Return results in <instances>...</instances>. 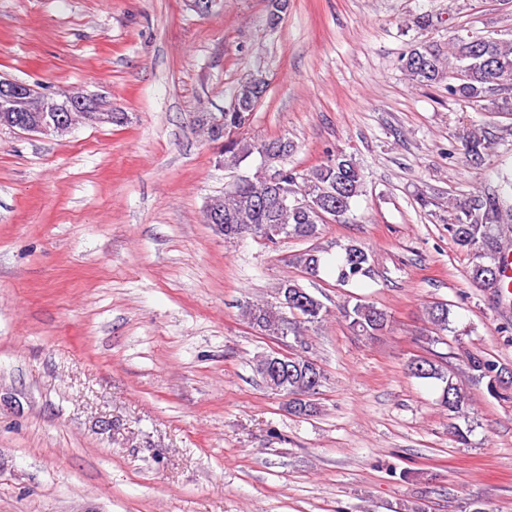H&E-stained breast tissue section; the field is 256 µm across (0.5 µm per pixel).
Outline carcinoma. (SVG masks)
Returning a JSON list of instances; mask_svg holds the SVG:
<instances>
[{
    "mask_svg": "<svg viewBox=\"0 0 512 512\" xmlns=\"http://www.w3.org/2000/svg\"><path fill=\"white\" fill-rule=\"evenodd\" d=\"M402 69L408 78L420 86L446 83L448 97L481 104L490 113L512 112V38L471 34L448 36V57L437 47H415L402 58ZM267 85L260 75H253L239 83L234 91L238 108L222 113L224 135L214 134L206 126L210 141L221 142L220 157L239 167L257 154L261 165L251 176H244L224 190V241L232 242L245 235L276 247L281 241L293 238L310 240L318 237L324 227L321 215L335 220L345 217L355 198L362 195L364 176L355 158L339 151L327 162L306 172L285 166V160L296 146L285 137L255 139L244 136L252 115L251 104L266 94ZM489 149L488 141L473 138L464 143V155L475 160L483 158ZM272 171L288 175V194L293 202L288 208L276 205L274 189L267 179ZM512 223V205H507L498 193L476 190L466 199L453 205V222L448 224V235L454 246L477 257L494 256L501 250L500 227ZM292 263L309 276H316L322 265L321 251L307 248L292 258ZM499 270L496 262H476L468 270L470 280L480 288L502 293L501 279L493 272ZM336 282L347 285L375 275L373 252L356 242L343 246L336 266ZM349 327L362 336H377L387 329V312L369 303L343 307ZM328 315V308L308 292L297 280L281 282L275 301L252 304L245 317L259 331L268 336L293 335L295 346L288 370H269L274 352L264 353L255 360L256 372L265 385L276 394L288 398L289 411L306 419L317 414V395L326 379L324 370L302 354L306 343L301 336L307 327L320 324ZM449 309L446 303H435L428 309V319L434 333L448 331ZM468 369L478 378L488 379L490 389L502 383V373L494 362L479 354H466ZM410 373L419 379L441 381L440 402L448 411L450 432L457 440L466 441L467 434L454 420L466 417L467 396L462 388L448 377L443 365L431 358L409 365Z\"/></svg>",
    "mask_w": 512,
    "mask_h": 512,
    "instance_id": "cac0c4a2",
    "label": "carcinoma"
}]
</instances>
